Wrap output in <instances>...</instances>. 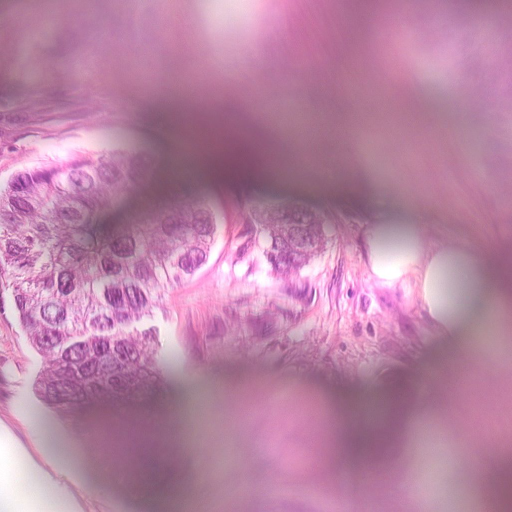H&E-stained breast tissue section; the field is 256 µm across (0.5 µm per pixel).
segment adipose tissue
<instances>
[{
	"label": "adipose tissue",
	"instance_id": "ef3b65f1",
	"mask_svg": "<svg viewBox=\"0 0 512 512\" xmlns=\"http://www.w3.org/2000/svg\"><path fill=\"white\" fill-rule=\"evenodd\" d=\"M368 248L372 278L383 286L414 289L440 336L453 343L455 357L476 369L496 363L481 339L492 334L505 342L512 340V264L489 265L475 249L457 243L427 246L417 224L372 225ZM383 404L382 411L360 426L354 424L351 410L322 404L323 422L336 454L358 459L411 448L421 427L417 406L392 397ZM174 417L170 411L150 423L130 454L132 494L143 493L135 474L145 458L163 456L162 445ZM0 512H75L66 490L1 430Z\"/></svg>",
	"mask_w": 512,
	"mask_h": 512
}]
</instances>
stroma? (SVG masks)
<instances>
[{"mask_svg":"<svg viewBox=\"0 0 512 512\" xmlns=\"http://www.w3.org/2000/svg\"><path fill=\"white\" fill-rule=\"evenodd\" d=\"M55 14L29 33L42 10ZM340 0H0V188L18 170L134 150L146 182L100 216L123 225L179 191L204 197L215 238L195 275L165 290L144 328L165 369L135 403L67 414L46 407L35 384L41 358L9 295H0V427L49 473L64 472L81 512H145L113 458L101 425L127 430L200 388L190 452L169 471L205 512H461L466 473L512 433V363L449 388L448 354L413 289L380 286L368 265L371 225H422L428 245L466 244L491 264L512 257V7L498 0H387L390 55L368 30L343 41ZM491 13L492 56L466 39L473 16ZM99 33L86 43L80 29ZM92 58L91 67L79 62ZM356 70L338 92L320 77ZM196 96L180 98L199 70ZM298 91L302 139L280 105ZM249 138L274 145L277 168L215 176L173 174L174 155ZM293 202L324 214L325 246L291 279L271 274L265 242L242 223L241 201ZM389 393L452 409L469 448L443 458H398L372 474L331 467L315 396L355 405Z\"/></svg>","mask_w":512,"mask_h":512,"instance_id":"35a3bbf8","label":"stroma"}]
</instances>
